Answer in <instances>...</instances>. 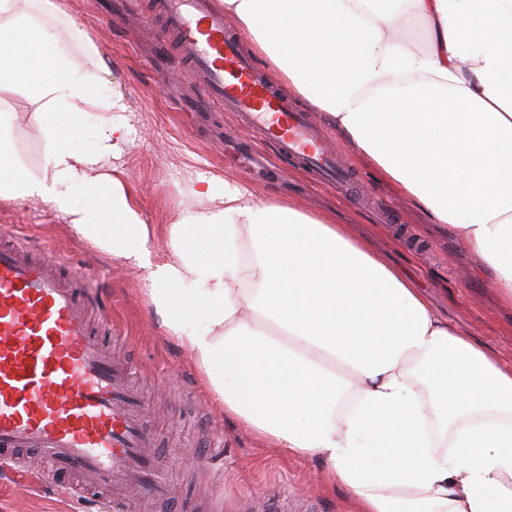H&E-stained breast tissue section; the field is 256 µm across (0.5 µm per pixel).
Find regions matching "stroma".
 Returning a JSON list of instances; mask_svg holds the SVG:
<instances>
[{"label": "stroma", "instance_id": "obj_1", "mask_svg": "<svg viewBox=\"0 0 512 512\" xmlns=\"http://www.w3.org/2000/svg\"><path fill=\"white\" fill-rule=\"evenodd\" d=\"M54 3L55 11L42 20L64 31L60 50L86 84L80 130L69 146L96 150L103 105L113 85H120L130 126L119 161L121 179L139 206L154 254H167L166 229L193 203L201 179L244 182L255 188L261 203L288 200L310 215L346 225L354 238L421 288L449 322L512 361V306L499 300L490 276L479 274L466 244L357 158L345 137L288 88L265 56L255 55L259 68L352 166L369 207L352 208L335 188L317 183L296 159L280 156L268 142H254L263 163L239 153L235 113L201 105V90L176 53L150 65L160 33L144 29L114 0ZM74 23L93 39L97 54H88L81 39L69 35ZM58 110L56 102L36 99L24 84L0 88V122L17 162L31 174L44 168L45 130ZM2 224L19 225L25 237L90 271L114 323L106 340L126 353L135 382L147 392L159 476L170 493L159 502L136 496L129 512H352L349 490L325 477L322 460L288 456L225 413L189 351L162 326L148 298L146 269L117 265L47 202H0ZM200 446L210 449L209 464L195 457ZM78 506L63 488L22 486L0 473V512H75Z\"/></svg>", "mask_w": 512, "mask_h": 512}]
</instances>
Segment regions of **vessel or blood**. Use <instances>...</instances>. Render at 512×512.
Wrapping results in <instances>:
<instances>
[{"mask_svg": "<svg viewBox=\"0 0 512 512\" xmlns=\"http://www.w3.org/2000/svg\"><path fill=\"white\" fill-rule=\"evenodd\" d=\"M185 65L208 99L240 115L326 182L348 191L351 171L307 113L265 80L213 0H156ZM85 273L58 253L0 230V464L33 448L76 490L95 492V512H126L137 493L163 496L150 450L155 433L128 364L113 356L84 311L98 298Z\"/></svg>", "mask_w": 512, "mask_h": 512, "instance_id": "obj_1", "label": "vessel or blood"}]
</instances>
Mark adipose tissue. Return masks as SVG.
Here are the masks:
<instances>
[{
	"label": "adipose tissue",
	"instance_id": "adipose-tissue-1",
	"mask_svg": "<svg viewBox=\"0 0 512 512\" xmlns=\"http://www.w3.org/2000/svg\"><path fill=\"white\" fill-rule=\"evenodd\" d=\"M294 92L355 153L464 241L512 304V0H221ZM51 0H0V88L63 102L44 171L0 146V200L51 202L84 238L147 269L163 327L223 403L289 455L317 456L355 512H512V364L450 324L342 225L291 203L256 202L240 182L201 180L203 209L149 230L115 165L128 140L113 89L99 147L71 151L84 83L33 13ZM426 49L389 36L402 11ZM79 182L74 206L63 186ZM135 244L110 240L104 218ZM191 297L199 324L186 327ZM223 362V375L211 372ZM402 41L414 50H423L428 41V26L421 20L409 15V23L402 33Z\"/></svg>",
	"mask_w": 512,
	"mask_h": 512
}]
</instances>
